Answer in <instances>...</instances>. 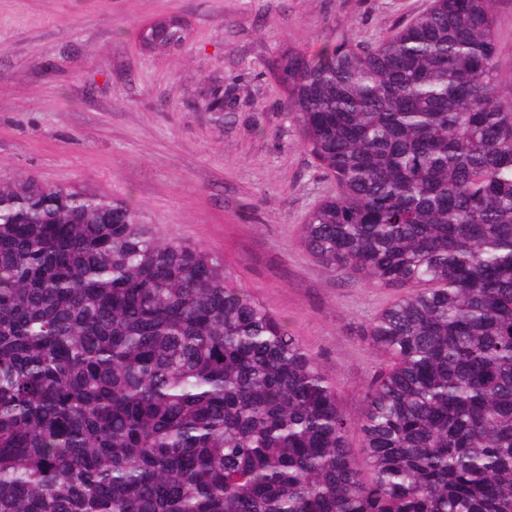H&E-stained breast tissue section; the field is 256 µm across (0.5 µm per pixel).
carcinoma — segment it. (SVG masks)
<instances>
[{"label":"carcinoma","mask_w":512,"mask_h":512,"mask_svg":"<svg viewBox=\"0 0 512 512\" xmlns=\"http://www.w3.org/2000/svg\"><path fill=\"white\" fill-rule=\"evenodd\" d=\"M493 0L271 65L334 185L301 225L403 293L358 419L223 261L140 208L0 180V512H512V105ZM362 437L369 475L348 441Z\"/></svg>","instance_id":"cac0c4a2"}]
</instances>
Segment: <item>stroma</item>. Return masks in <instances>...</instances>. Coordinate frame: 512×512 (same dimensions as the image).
Listing matches in <instances>:
<instances>
[{"label":"stroma","instance_id":"1","mask_svg":"<svg viewBox=\"0 0 512 512\" xmlns=\"http://www.w3.org/2000/svg\"><path fill=\"white\" fill-rule=\"evenodd\" d=\"M429 0H0V178L30 174L141 208L157 234L221 258L281 317L349 417L388 362L363 332L399 289L329 272L300 226L331 195L271 64L294 47L369 43ZM180 19L164 52L141 30ZM499 99L512 103V7L496 4ZM226 92L210 111L206 90Z\"/></svg>","mask_w":512,"mask_h":512}]
</instances>
